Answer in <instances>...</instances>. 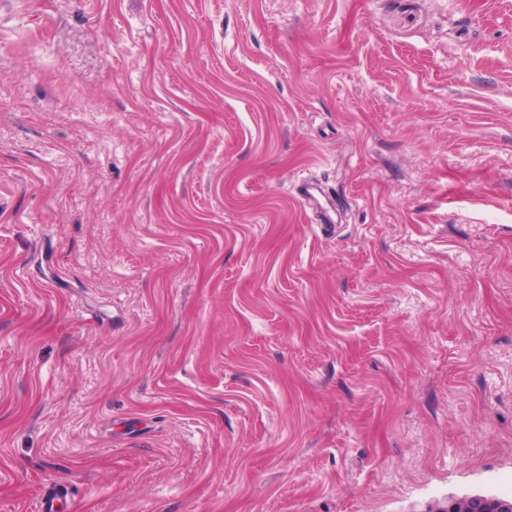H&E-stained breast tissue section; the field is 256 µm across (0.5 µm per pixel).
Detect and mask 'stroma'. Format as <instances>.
Masks as SVG:
<instances>
[{
	"label": "stroma",
	"mask_w": 512,
	"mask_h": 512,
	"mask_svg": "<svg viewBox=\"0 0 512 512\" xmlns=\"http://www.w3.org/2000/svg\"><path fill=\"white\" fill-rule=\"evenodd\" d=\"M50 487L512 488V0H0V512Z\"/></svg>",
	"instance_id": "1"
}]
</instances>
